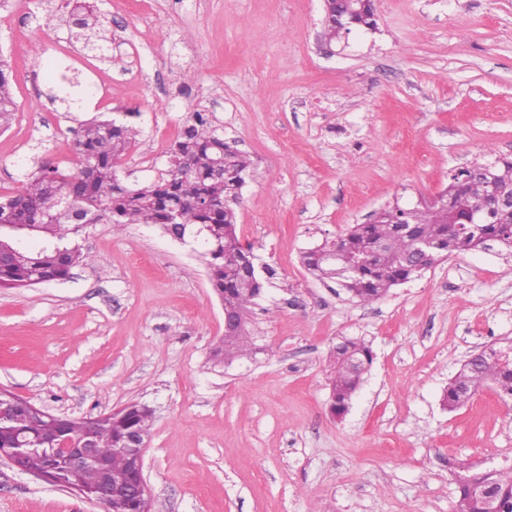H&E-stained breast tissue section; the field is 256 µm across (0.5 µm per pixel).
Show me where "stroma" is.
<instances>
[{
    "instance_id": "stroma-1",
    "label": "stroma",
    "mask_w": 512,
    "mask_h": 512,
    "mask_svg": "<svg viewBox=\"0 0 512 512\" xmlns=\"http://www.w3.org/2000/svg\"><path fill=\"white\" fill-rule=\"evenodd\" d=\"M107 58L81 52L55 0H14L0 52L18 104L0 131V194L34 160L74 172L79 120L134 113L127 183L166 169L190 112L213 115L253 164L237 234L278 272L251 306L254 359L218 362L224 308L195 253L142 224L87 227L89 265L0 288V389L90 420L130 402L154 424L152 512H455L457 464L512 467V400L443 392L483 347L512 344V259L453 254L370 304L300 263L303 249L392 201L429 200L451 174L512 159V0H376V24L324 35L323 0H97ZM40 66H33V57ZM80 113L36 99L59 73ZM361 338L373 362L330 411L329 356ZM0 512H107L0 457Z\"/></svg>"
}]
</instances>
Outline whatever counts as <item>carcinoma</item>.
Instances as JSON below:
<instances>
[{
    "instance_id": "cac0c4a2",
    "label": "carcinoma",
    "mask_w": 512,
    "mask_h": 512,
    "mask_svg": "<svg viewBox=\"0 0 512 512\" xmlns=\"http://www.w3.org/2000/svg\"><path fill=\"white\" fill-rule=\"evenodd\" d=\"M58 6L59 18L68 24L76 42L97 57L106 48L105 20L97 9L80 15ZM324 23L333 38L350 31L336 12H324ZM79 83L62 75L58 96L70 110L82 108L83 97L75 92ZM17 103L11 90V72L0 62V128L12 121ZM140 131L121 113H101L79 122L74 151L80 168L61 170L52 162L37 160L25 174L22 186L11 194H0V288H27L63 280L73 267L91 261L76 239L87 225L56 217L67 203L94 224H146L171 235L190 237L201 231L205 239L199 256L211 288L226 308L246 312L261 297L276 270L260 269L251 245H242L236 234V209L253 162L224 139L208 115L194 112L170 149L167 169L157 179L128 185L122 180L118 161L135 144ZM512 185V161L477 164L459 171L445 189L459 214L477 209L484 200L485 182ZM411 233L400 232L387 210L366 224H354L335 238L302 254V264L316 279L342 288L351 300L372 303L394 287L407 283L454 252L484 251L512 256V215L503 211L490 224H472L463 229L448 223L436 206L416 209L409 216ZM437 245L426 268H415L417 240ZM357 257L364 262L351 267ZM256 347L247 331L224 337L215 356L232 362L250 356ZM372 362L369 346L358 338H345L332 353L331 411L343 413L359 388ZM492 383L499 396L512 400V357L497 356L490 346L459 369L443 395V405L452 411L464 405L484 385ZM153 413L139 402H131L117 413H108L86 423L59 421L17 405L0 417V451L32 448L25 465L32 472L44 469L41 448H53L64 438L79 440L94 436L97 448L109 465L114 486L130 483L127 455L120 451L131 432L150 433ZM472 483L496 494L500 512H512V470H483L471 474Z\"/></svg>"
}]
</instances>
